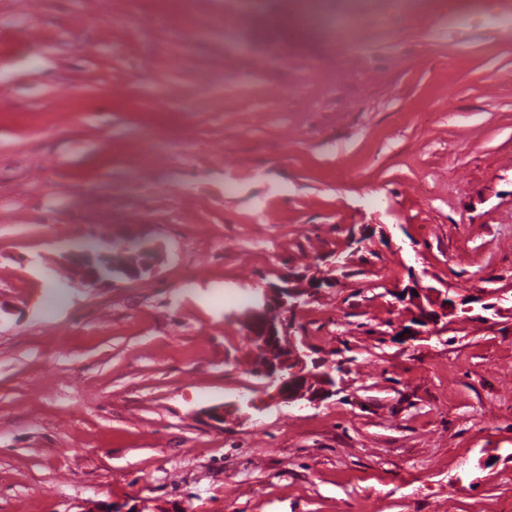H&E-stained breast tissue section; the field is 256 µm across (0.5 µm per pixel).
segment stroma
<instances>
[{"label": "stroma", "instance_id": "35a3bbf8", "mask_svg": "<svg viewBox=\"0 0 512 512\" xmlns=\"http://www.w3.org/2000/svg\"><path fill=\"white\" fill-rule=\"evenodd\" d=\"M281 2L0 0V512L512 506V0H364L342 60ZM132 235L140 279L47 276ZM322 259L336 393L289 406L233 313ZM413 275L458 308L404 341Z\"/></svg>", "mask_w": 512, "mask_h": 512}]
</instances>
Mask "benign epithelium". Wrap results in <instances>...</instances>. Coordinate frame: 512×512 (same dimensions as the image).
I'll list each match as a JSON object with an SVG mask.
<instances>
[{
	"label": "benign epithelium",
	"mask_w": 512,
	"mask_h": 512,
	"mask_svg": "<svg viewBox=\"0 0 512 512\" xmlns=\"http://www.w3.org/2000/svg\"><path fill=\"white\" fill-rule=\"evenodd\" d=\"M122 249L142 253L136 269H124L116 261L117 253L103 252L98 246L73 255L71 263L80 279L90 285L141 277L154 259L152 252L137 238L127 239ZM333 285L334 280L324 276L305 278L290 273L281 277L280 283L255 291L238 315L254 349L270 355L261 376L275 386L276 399L282 403L316 405L335 392L336 377L321 369L319 360L304 349V343L296 336L303 297L312 298L320 289ZM391 295L412 306L410 316L394 328L396 336L424 332L440 335L448 329V317L457 310L456 300L448 290L425 287L417 277L406 288L392 289Z\"/></svg>",
	"instance_id": "1"
}]
</instances>
